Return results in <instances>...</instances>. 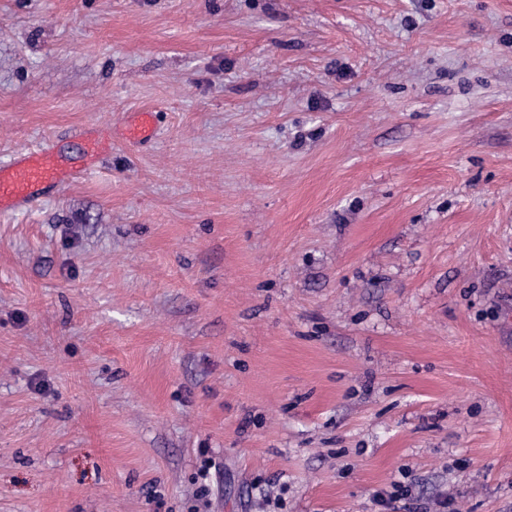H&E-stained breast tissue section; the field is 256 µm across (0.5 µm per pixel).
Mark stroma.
<instances>
[{"label":"stroma","mask_w":512,"mask_h":512,"mask_svg":"<svg viewBox=\"0 0 512 512\" xmlns=\"http://www.w3.org/2000/svg\"><path fill=\"white\" fill-rule=\"evenodd\" d=\"M41 145L84 175L0 214V512H512V0H0ZM156 127L157 114L146 110L131 113L116 131H112V122L101 125L95 134L83 137L87 165L91 167L99 155L112 146V138L130 145L142 144L153 138Z\"/></svg>","instance_id":"obj_1"}]
</instances>
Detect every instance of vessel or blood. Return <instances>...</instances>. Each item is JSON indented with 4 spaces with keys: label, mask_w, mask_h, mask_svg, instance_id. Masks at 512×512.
I'll list each match as a JSON object with an SVG mask.
<instances>
[{
    "label": "vessel or blood",
    "mask_w": 512,
    "mask_h": 512,
    "mask_svg": "<svg viewBox=\"0 0 512 512\" xmlns=\"http://www.w3.org/2000/svg\"><path fill=\"white\" fill-rule=\"evenodd\" d=\"M157 115L152 111L131 113L119 127L101 125L96 133L85 136L88 163L119 139L135 145L150 141L156 131ZM80 171L70 167L52 148L41 146L16 154L0 164V211L30 209L41 202L50 190L73 183Z\"/></svg>",
    "instance_id": "vessel-or-blood-1"
}]
</instances>
